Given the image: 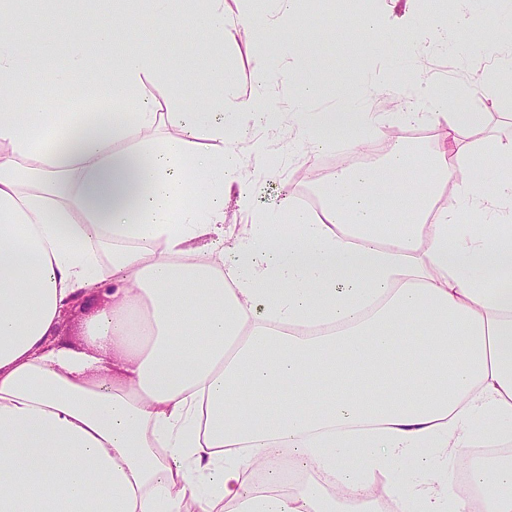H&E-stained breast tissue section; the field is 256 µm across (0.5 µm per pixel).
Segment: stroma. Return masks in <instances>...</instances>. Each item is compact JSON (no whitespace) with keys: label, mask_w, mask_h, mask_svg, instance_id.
<instances>
[{"label":"stroma","mask_w":512,"mask_h":512,"mask_svg":"<svg viewBox=\"0 0 512 512\" xmlns=\"http://www.w3.org/2000/svg\"><path fill=\"white\" fill-rule=\"evenodd\" d=\"M431 7V0H301L296 32L268 29L259 35L239 37L230 45L211 44L204 54L197 55L165 31L154 28L149 0H0V12L16 20L13 28L0 35L25 41L29 54L41 60L44 70H61L67 66L72 51L80 46L76 28L95 26L116 12L133 16L136 22L112 44L83 48L86 78L116 70L124 47H140L153 56L155 65L143 75L137 94L162 103L167 112H191L205 101L207 85L201 81L185 82L184 76L189 72L223 74L235 94L248 97L259 92L265 103L293 111L290 81L300 76L301 59L309 55L316 57L326 75L314 77V92L306 103L307 109L338 106L348 96H367L370 84L382 85L385 109L391 114L387 136L420 150L428 142L430 126L423 118L413 123L404 121L402 114L408 106L403 87L412 80H438L452 110L481 113L482 124L476 138L512 137V124L503 120L512 104L499 91L500 86L512 82V72L503 73L498 84L482 85L478 76L494 64L485 52L472 53L470 67L465 71L458 70L455 56L430 54L420 42L419 32ZM367 11H380L387 17L384 39L372 46L357 23L358 14ZM32 16L40 20L34 31L25 25ZM319 27L335 29V40L311 38V31ZM261 60L268 65L262 77L256 70ZM267 137L276 148L290 141L300 145L283 179L265 180L256 169H249L261 200L267 203L286 194L296 196L324 186L327 174L335 172L344 154L338 141L323 152H310L303 144V135L286 127L269 131Z\"/></svg>","instance_id":"35a3bbf8"}]
</instances>
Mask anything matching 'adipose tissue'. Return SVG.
Instances as JSON below:
<instances>
[{
  "label": "adipose tissue",
  "mask_w": 512,
  "mask_h": 512,
  "mask_svg": "<svg viewBox=\"0 0 512 512\" xmlns=\"http://www.w3.org/2000/svg\"><path fill=\"white\" fill-rule=\"evenodd\" d=\"M276 3L240 22L201 0L195 45L293 26L298 0ZM474 44L497 61L480 82L511 69L512 14ZM37 66L0 41V512H344L378 479L395 512H512V457L473 467L475 502L456 454L512 441V139L465 143L478 114L408 83L431 178L401 182L414 156L394 145L336 172L317 219L288 195L258 205L246 159L280 173L260 130L297 124L319 152L344 129L354 154L358 132L383 136L381 108L288 114L215 74L221 109L120 112L154 66L129 50L86 89L110 106L50 117L42 97L13 102ZM230 194L250 223L225 224ZM78 301L83 343L55 338ZM404 317L415 332L389 335ZM282 448L305 480L280 492L270 469L254 488Z\"/></svg>",
  "instance_id": "ef3b65f1"
}]
</instances>
